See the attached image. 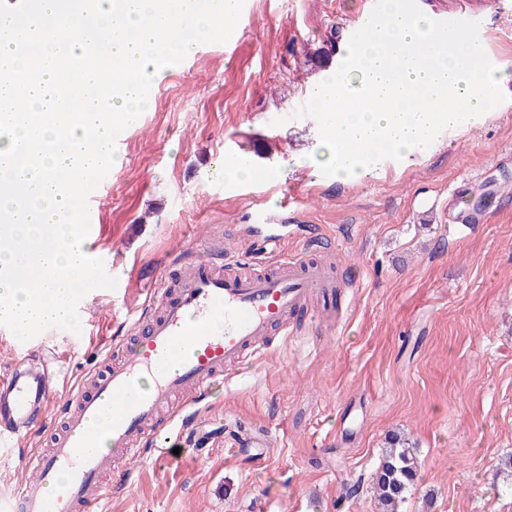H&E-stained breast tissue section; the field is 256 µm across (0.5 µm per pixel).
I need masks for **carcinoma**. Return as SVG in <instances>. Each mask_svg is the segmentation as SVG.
<instances>
[{"mask_svg": "<svg viewBox=\"0 0 512 512\" xmlns=\"http://www.w3.org/2000/svg\"><path fill=\"white\" fill-rule=\"evenodd\" d=\"M417 471L410 440L399 432L390 434L372 476L378 512H399L400 505L415 485Z\"/></svg>", "mask_w": 512, "mask_h": 512, "instance_id": "carcinoma-1", "label": "carcinoma"}]
</instances>
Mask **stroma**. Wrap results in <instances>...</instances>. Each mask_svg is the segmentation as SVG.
<instances>
[{"label":"stroma","instance_id":"1","mask_svg":"<svg viewBox=\"0 0 512 512\" xmlns=\"http://www.w3.org/2000/svg\"><path fill=\"white\" fill-rule=\"evenodd\" d=\"M250 2L233 53L196 45L118 137L90 243L116 289L80 301L77 334L22 342L0 327V373L28 354L58 383L103 370L161 261L204 254L212 237L248 254L244 229L278 224L283 240L261 267L304 251L327 259L347 284L339 306L300 313L314 331L276 337L213 398L178 407L213 446L136 462L105 512H377L371 478L394 429L418 463L402 512H512V0H418L431 16L481 19L507 99L428 155L348 181L322 175L318 125L294 113L322 76L307 54L330 50L327 67L339 68L364 0ZM230 154L253 164L250 183L216 176ZM474 210L481 223L457 235L456 214ZM63 424L49 406L18 447H0V500ZM261 432L257 458L239 450Z\"/></svg>","mask_w":512,"mask_h":512}]
</instances>
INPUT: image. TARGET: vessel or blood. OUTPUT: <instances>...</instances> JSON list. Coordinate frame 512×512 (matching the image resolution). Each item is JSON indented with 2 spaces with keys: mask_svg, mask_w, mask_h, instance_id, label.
I'll return each mask as SVG.
<instances>
[{
  "mask_svg": "<svg viewBox=\"0 0 512 512\" xmlns=\"http://www.w3.org/2000/svg\"><path fill=\"white\" fill-rule=\"evenodd\" d=\"M235 257L214 247L190 258L176 287L160 272L148 296L162 312L144 310L131 326L120 363L90 375L70 400L75 405L48 452L29 461L35 475L21 483L9 512H100L101 481L116 459L148 453L162 459L174 428L162 411L184 396L208 398L216 378L271 347L316 294H334L336 282L319 262L287 256L259 274L236 273ZM59 394L35 368L0 375V442L13 444Z\"/></svg>",
  "mask_w": 512,
  "mask_h": 512,
  "instance_id": "vessel-or-blood-1",
  "label": "vessel or blood"
}]
</instances>
